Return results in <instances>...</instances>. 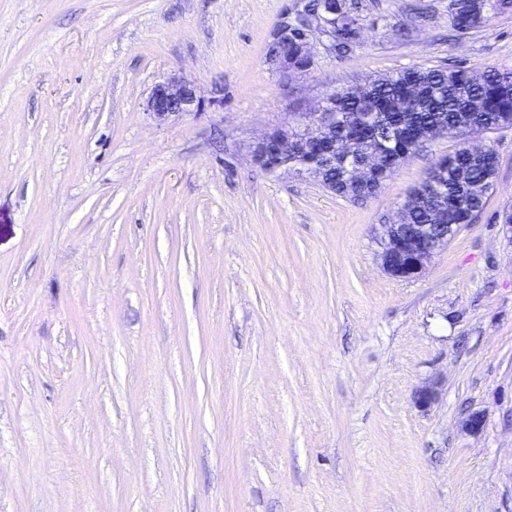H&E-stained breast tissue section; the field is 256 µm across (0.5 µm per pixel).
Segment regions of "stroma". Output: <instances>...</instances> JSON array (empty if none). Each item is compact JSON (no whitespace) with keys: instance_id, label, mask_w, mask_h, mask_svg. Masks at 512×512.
<instances>
[{"instance_id":"stroma-1","label":"stroma","mask_w":512,"mask_h":512,"mask_svg":"<svg viewBox=\"0 0 512 512\" xmlns=\"http://www.w3.org/2000/svg\"><path fill=\"white\" fill-rule=\"evenodd\" d=\"M360 2L362 45L286 84V0H0V512H512V127L406 280L381 227L459 138L360 202L248 156L386 72L512 70L510 10L458 35L449 0ZM174 73L203 106L155 119ZM287 4L282 10L279 19L277 20L275 26L273 27L269 39V46H276L280 44L284 37L288 36L289 30L292 28L291 23L297 14L302 13L305 10V4L307 1L305 0H294L290 1V5Z\"/></svg>"}]
</instances>
